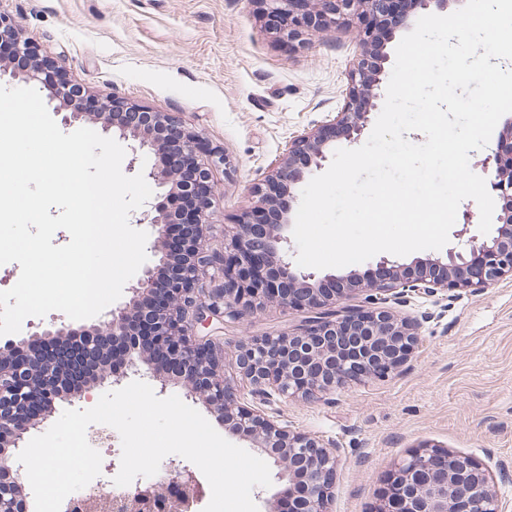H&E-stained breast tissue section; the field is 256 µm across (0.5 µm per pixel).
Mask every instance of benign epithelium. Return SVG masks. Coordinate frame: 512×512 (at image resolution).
Returning <instances> with one entry per match:
<instances>
[{
    "mask_svg": "<svg viewBox=\"0 0 512 512\" xmlns=\"http://www.w3.org/2000/svg\"><path fill=\"white\" fill-rule=\"evenodd\" d=\"M266 23L288 43H304L312 32L359 25V51L339 112L322 125L296 137L286 155L263 183L253 189L254 205L233 224L224 225V247L212 251L207 239L216 191L212 170L229 165L223 151L209 145L199 132L170 112H153L136 104L112 99L92 116L82 107L84 88L66 77L65 61L37 58L35 46L20 36L11 19L0 14V44L11 46L14 57L28 59L26 66L0 63V77L25 85L36 84L48 102L58 101L66 125L90 119L106 133L130 140L127 167L134 171L139 153L154 154L156 163L144 177L155 195L136 220L150 227L158 263L143 268L128 288L127 301L112 307L93 325L98 335L112 338V346H125L133 335L142 301L151 297V347L128 349L120 361H108L105 379H87L63 393L54 388V356H41L35 344L56 336L88 333L89 328L55 324L32 336L0 344V400L30 389L28 375L43 372L45 403L59 398H82L85 391L109 380L120 385L134 377H150L159 392L172 386L203 402L224 423L225 429L252 442L274 460L281 489L273 506L286 495L299 498L300 512H328L336 485L334 441H323L288 429L259 407L271 393L284 398L310 399L347 382L385 377L397 371L419 342L415 324L393 306H404L414 295L442 294L453 299L477 293L504 280H512V123L500 132L493 163L483 169L492 190L502 201L494 233L486 239L467 236L471 220L458 236H467L460 249L446 257L416 258L400 264L386 258L377 262L385 271L379 279H366L355 270L346 275L320 276L290 260L288 214L293 189L327 159L329 132L356 139L368 122L369 102L380 97L387 53L381 36L407 24L410 15L431 9L444 10L448 0H406L399 10L395 0H259ZM180 151L192 178L170 169L167 156ZM187 193L192 203L187 239L173 247L170 225L177 216L169 201ZM275 208L283 222L260 224L259 214ZM223 280L208 290L203 280ZM309 313L295 329L276 336L251 337L235 348L236 364L247 391L228 380L219 368L221 340L209 334L216 322L254 317L268 307ZM42 405L25 399L22 406L0 403V474L12 484L13 498L0 497V512H15L24 496V467L17 460L25 437L39 425L34 412ZM120 464L115 457L101 468L97 490L112 504V512H135L165 484H176L183 497L177 512H196L203 488L194 469L179 458L163 466L155 482L134 480L114 496L106 491ZM489 468L469 454L423 445L410 452L392 470L375 512H505L492 490Z\"/></svg>",
    "mask_w": 512,
    "mask_h": 512,
    "instance_id": "benign-epithelium-1",
    "label": "benign epithelium"
}]
</instances>
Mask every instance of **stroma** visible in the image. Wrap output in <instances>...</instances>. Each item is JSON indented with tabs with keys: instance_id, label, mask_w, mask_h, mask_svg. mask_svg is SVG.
<instances>
[{
	"instance_id": "obj_1",
	"label": "stroma",
	"mask_w": 512,
	"mask_h": 512,
	"mask_svg": "<svg viewBox=\"0 0 512 512\" xmlns=\"http://www.w3.org/2000/svg\"><path fill=\"white\" fill-rule=\"evenodd\" d=\"M0 12L38 57L64 59L87 94L174 113L224 150L215 248L289 143L340 110L358 42L351 25L292 47L266 30L255 0H0ZM403 312L421 336L403 373L264 405L292 430L339 443L329 512H372L395 463L422 444L512 467V281L452 301L416 296ZM300 319L271 307L226 323V377L239 341Z\"/></svg>"
}]
</instances>
